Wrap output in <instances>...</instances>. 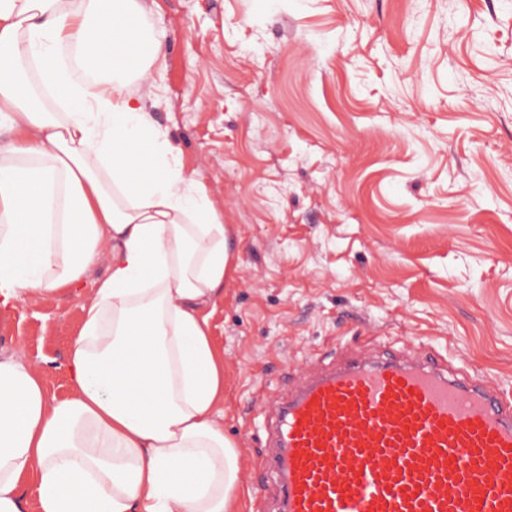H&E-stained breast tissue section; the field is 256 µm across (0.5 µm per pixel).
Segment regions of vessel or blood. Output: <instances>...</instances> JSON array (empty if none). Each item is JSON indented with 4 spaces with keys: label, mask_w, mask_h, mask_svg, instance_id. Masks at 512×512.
Returning a JSON list of instances; mask_svg holds the SVG:
<instances>
[{
    "label": "vessel or blood",
    "mask_w": 512,
    "mask_h": 512,
    "mask_svg": "<svg viewBox=\"0 0 512 512\" xmlns=\"http://www.w3.org/2000/svg\"><path fill=\"white\" fill-rule=\"evenodd\" d=\"M271 442L279 512H512V398L423 351L322 369Z\"/></svg>",
    "instance_id": "1"
}]
</instances>
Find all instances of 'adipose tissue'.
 <instances>
[{"label": "adipose tissue", "instance_id": "1", "mask_svg": "<svg viewBox=\"0 0 512 512\" xmlns=\"http://www.w3.org/2000/svg\"><path fill=\"white\" fill-rule=\"evenodd\" d=\"M141 17L139 0H0V311L76 292L111 257L66 398L22 351L0 353V512H25L29 480L36 512H230L242 492L207 313L233 230L117 79L162 55L124 27ZM27 65L59 111L31 97Z\"/></svg>", "mask_w": 512, "mask_h": 512}]
</instances>
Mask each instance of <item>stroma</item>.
I'll use <instances>...</instances> for the list:
<instances>
[{"label": "stroma", "mask_w": 512, "mask_h": 512, "mask_svg": "<svg viewBox=\"0 0 512 512\" xmlns=\"http://www.w3.org/2000/svg\"><path fill=\"white\" fill-rule=\"evenodd\" d=\"M141 4L163 55L127 89L234 230L209 310L234 512H274L263 405L318 358L413 342L512 393V0ZM108 265L0 314L49 395Z\"/></svg>", "instance_id": "1"}]
</instances>
